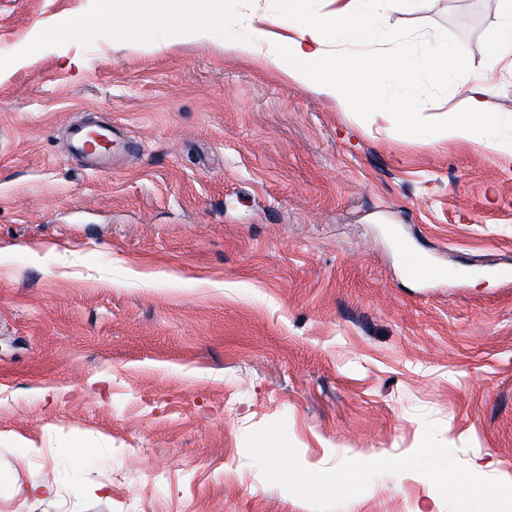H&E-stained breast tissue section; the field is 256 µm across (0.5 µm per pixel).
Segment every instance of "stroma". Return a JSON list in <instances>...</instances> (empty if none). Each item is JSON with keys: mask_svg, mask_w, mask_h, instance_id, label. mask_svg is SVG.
<instances>
[{"mask_svg": "<svg viewBox=\"0 0 512 512\" xmlns=\"http://www.w3.org/2000/svg\"><path fill=\"white\" fill-rule=\"evenodd\" d=\"M288 2L140 44L104 0H0V512H312L249 456L278 420L310 471L409 456L433 421L512 484V154L300 87L276 63ZM257 24L267 43L225 50ZM382 25L474 45L500 19L398 0ZM489 64L421 80L415 108L461 106ZM90 118L123 134L105 172L69 151ZM340 512L448 509L406 471Z\"/></svg>", "mask_w": 512, "mask_h": 512, "instance_id": "35a3bbf8", "label": "stroma"}]
</instances>
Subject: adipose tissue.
I'll return each instance as SVG.
<instances>
[{"instance_id": "adipose-tissue-1", "label": "adipose tissue", "mask_w": 512, "mask_h": 512, "mask_svg": "<svg viewBox=\"0 0 512 512\" xmlns=\"http://www.w3.org/2000/svg\"><path fill=\"white\" fill-rule=\"evenodd\" d=\"M333 10L322 15H297L289 23L285 61L289 77L301 87L333 100L342 111L361 122H372L380 112L394 115L396 130L409 131L423 116L412 106V92L421 78L441 84L473 51H480L493 66L475 75L463 91V109L449 110L437 127L440 137L461 142H478L481 133L496 123L488 110V99L502 74L512 75V0H495L501 27L495 39L479 49L470 45H439L422 62L411 59L409 44L382 29L384 14L394 10L397 0H332ZM363 44V51L337 50L339 38ZM392 75L400 97L384 101L374 81L376 72Z\"/></svg>"}]
</instances>
